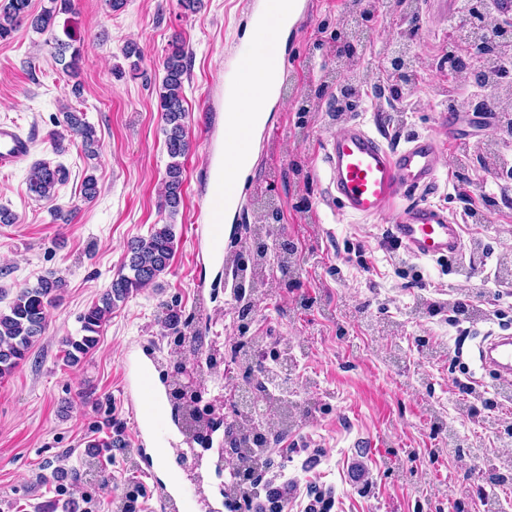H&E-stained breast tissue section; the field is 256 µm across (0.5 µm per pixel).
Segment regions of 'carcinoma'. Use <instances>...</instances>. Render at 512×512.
Returning <instances> with one entry per match:
<instances>
[{"label":"carcinoma","instance_id":"1","mask_svg":"<svg viewBox=\"0 0 512 512\" xmlns=\"http://www.w3.org/2000/svg\"><path fill=\"white\" fill-rule=\"evenodd\" d=\"M29 6L30 0H8L6 7L0 11V40L10 38L22 19L28 20L31 27L38 32L53 29L58 15L71 12L72 0H47V6L37 15L29 13ZM54 40L60 56L70 53V61L66 63V67L76 69L81 60V46L71 37L65 41L56 36ZM345 43L346 48L336 52V70L343 76L340 93L344 101L359 96L361 88L367 85L370 86L374 97H389L395 89L396 76L402 77L413 73L412 58L401 56L393 71H383L378 80L371 84L359 70L346 66L354 49L351 39H346ZM507 53L508 45L505 43L486 40L469 42L463 56L452 48L448 49V69L460 71L466 66V57L490 61ZM162 66L164 77L159 90V104L164 124L165 146L170 158L163 179L162 208L168 211L169 217L172 218L179 212L182 204V158L187 156L190 149L186 130L188 111L184 106L183 95L188 72V54L182 43L175 41L169 44ZM65 124L70 134L81 138L85 149L91 151L98 144L95 129L83 119L82 113L65 111ZM65 179L66 171L60 167L36 165L29 172V190L42 199L51 200L55 195L56 186ZM273 232L272 224L253 225L251 249L245 255L235 253L230 257V263L236 267L253 265L254 275L250 281L252 290L257 286L273 287V282L266 277L267 267L273 258L276 259L281 273L279 285L289 288L293 284L291 273L294 249L284 241L269 243ZM174 251L175 234L171 224H156L147 236H137L128 242L123 267L127 268L129 273L121 274L112 280L110 287L99 300L79 315L82 335L69 336L63 341L67 363L73 364L94 350L100 329L117 303L125 301L133 292L149 287L164 275L170 267ZM62 288L61 279L45 277L36 286L21 289L8 309L0 310V378L13 373L26 359L39 336L44 333L48 309L59 302ZM159 320L166 327L176 330L182 323V315L177 310L163 305ZM264 343L265 339L262 336H241L230 349L231 360L236 364L240 376L247 381L251 379L252 373L248 352ZM274 410L277 414V421L273 425L274 441L287 436L292 425L308 413L307 409L298 405L279 404ZM225 433L237 449L239 459L250 463L257 462L253 449L268 444L267 435L253 431L249 421L243 418L230 423ZM484 479L490 484L512 483V464L495 462L485 467Z\"/></svg>","mask_w":512,"mask_h":512}]
</instances>
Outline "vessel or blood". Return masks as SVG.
<instances>
[{"mask_svg":"<svg viewBox=\"0 0 512 512\" xmlns=\"http://www.w3.org/2000/svg\"><path fill=\"white\" fill-rule=\"evenodd\" d=\"M303 13L302 0H250L252 38L237 47L225 64V105L254 94L277 103L282 95L281 71L256 68L253 60L270 36L269 20L277 19L282 27L293 28L302 22ZM261 131V125L251 122L231 121L224 126L222 160L205 184V207L196 213L197 218L207 222L213 255L223 251L224 228L211 220L209 210L216 206L230 211L239 207L237 170L246 165ZM441 151L436 137L430 135H416L393 147L363 123H344L325 147L328 182L340 211L364 221L392 217L390 240L417 258L458 257L463 236L457 218L438 205L405 201L407 192L428 189L436 181ZM29 153L28 140L14 127L0 124V169L18 165ZM477 357L482 368L497 380L512 381L511 333L483 337L477 345ZM139 373L141 420L151 435L156 455L162 457L169 442L162 398L153 385L150 364H142ZM167 497L178 503L181 512H194L195 500L179 477L171 478Z\"/></svg>","mask_w":512,"mask_h":512,"instance_id":"vessel-or-blood-1","label":"vessel or blood"}]
</instances>
